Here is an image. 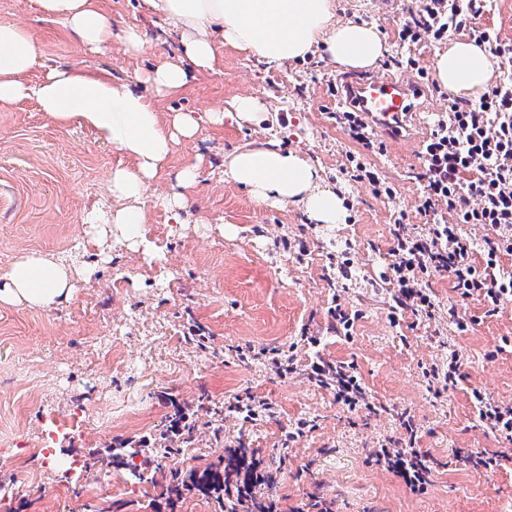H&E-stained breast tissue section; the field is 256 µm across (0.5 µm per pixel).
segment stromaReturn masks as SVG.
Returning a JSON list of instances; mask_svg holds the SVG:
<instances>
[{
	"label": "stroma",
	"instance_id": "35a3bbf8",
	"mask_svg": "<svg viewBox=\"0 0 512 512\" xmlns=\"http://www.w3.org/2000/svg\"><path fill=\"white\" fill-rule=\"evenodd\" d=\"M336 18L377 26L386 54L413 58L406 76L427 94L413 140L386 143L367 160L393 187L379 197L351 178L350 154L360 145L337 125L336 88L348 76L322 49L305 59L267 65L221 49L215 70H191L183 92L158 99L162 116L229 108L238 97L260 100L270 114L260 124L202 125L180 139L145 204L146 257L114 235L86 247V220L112 210L108 176L125 163L80 121L57 125L37 103L0 109V275L20 256L39 253L73 262V297L63 305L27 308L0 303V512H224L221 499L172 492L176 478L224 466V446L255 451L272 482L261 489L294 512L312 492L332 512H512V464L474 470L457 463L470 453L511 443L479 422L478 390L512 404V302L488 314L466 301L473 323L461 333L448 322L458 301L448 279L436 277L435 319H388L393 287L385 283L395 219L423 228L416 201L425 181L421 146L449 92L434 74L446 42L403 44L398 33L416 0H334ZM112 21V41L93 53L60 25L32 13L28 0H0V18L34 29L39 52L28 75L38 81L55 66L104 69L119 80L147 74L175 56L179 34L149 17L137 0H99ZM148 32L141 54L127 52V27ZM278 142L321 171L343 199L339 224L309 221L300 206L258 204L224 175V159L248 142ZM198 170L187 189L181 223L159 205L184 167ZM349 275H341V263ZM341 303L359 312L350 336L327 328V310ZM319 337V346L304 335ZM250 345L252 353L235 349ZM279 347L294 357L276 375L261 354ZM462 361L450 390L430 391L425 372ZM354 363L372 401L349 411L308 377L314 357ZM271 403L269 416L246 422L227 406L237 397ZM419 427L418 446L434 471L414 493L369 454L395 434L400 413ZM195 427L190 443L171 435L173 418ZM306 423L282 449L286 429Z\"/></svg>",
	"mask_w": 512,
	"mask_h": 512
}]
</instances>
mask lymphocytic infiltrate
Instances as JSON below:
<instances>
[{
  "label": "lymphocytic infiltrate",
  "mask_w": 512,
  "mask_h": 512,
  "mask_svg": "<svg viewBox=\"0 0 512 512\" xmlns=\"http://www.w3.org/2000/svg\"><path fill=\"white\" fill-rule=\"evenodd\" d=\"M487 0H419L416 12L399 32V39L416 45L440 41L448 34L468 32L476 42L495 44L500 57L512 59V45L498 42L494 31L473 26ZM426 185L417 200L418 213L429 216L423 233H406L396 224L389 250L387 280L396 290L389 320L399 324L405 314L434 318L437 303L429 287L435 276L448 278L461 300L474 297L489 312L512 300V269L503 259L512 256V70L478 102H450L438 113L423 145ZM483 224L491 233L474 240L463 225ZM311 380L332 390L337 403L357 410L368 394L353 363H312ZM404 435L388 439L373 459L415 493L424 492L432 470L428 455L416 448L410 416H402ZM224 477L213 492L231 504L230 512H280L276 501H259L268 481L260 458L242 448H227Z\"/></svg>",
  "instance_id": "obj_1"
}]
</instances>
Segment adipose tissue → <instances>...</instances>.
Wrapping results in <instances>:
<instances>
[{"label":"adipose tissue","mask_w":512,"mask_h":512,"mask_svg":"<svg viewBox=\"0 0 512 512\" xmlns=\"http://www.w3.org/2000/svg\"><path fill=\"white\" fill-rule=\"evenodd\" d=\"M151 14L181 34L183 53L156 67L142 80H113L105 70L80 67L48 70L30 84L38 38L30 28L0 18V108L32 98L58 124L80 120L97 137L116 146L128 158L113 168L109 190L116 203L111 222L132 247L151 252L146 238L143 198L149 184L167 165L174 143L199 131L188 112L162 118L156 99L179 96L188 67L211 70L219 47L256 57L266 64L305 58L325 46L337 66L367 69L382 58L384 42L372 25L340 23L333 0H142ZM31 11L54 19L88 50L112 40V25L98 0H29ZM434 71L440 85L453 94L477 97L490 86L497 62L488 46L455 40L437 52ZM224 173L258 203L301 205L319 224L340 223L345 214L336 191L322 187L317 167L276 143L238 147L224 160ZM75 269L71 262L41 254H26L0 277V302L47 307L70 300Z\"/></svg>","instance_id":"1"}]
</instances>
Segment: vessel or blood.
<instances>
[{
	"mask_svg": "<svg viewBox=\"0 0 512 512\" xmlns=\"http://www.w3.org/2000/svg\"><path fill=\"white\" fill-rule=\"evenodd\" d=\"M423 93L420 84L404 78L370 76L348 83L340 104L364 113L374 128L398 141Z\"/></svg>",
	"mask_w": 512,
	"mask_h": 512,
	"instance_id": "vessel-or-blood-1",
	"label": "vessel or blood"
}]
</instances>
